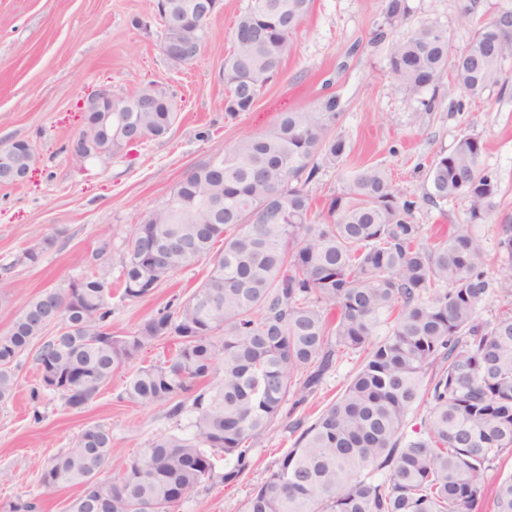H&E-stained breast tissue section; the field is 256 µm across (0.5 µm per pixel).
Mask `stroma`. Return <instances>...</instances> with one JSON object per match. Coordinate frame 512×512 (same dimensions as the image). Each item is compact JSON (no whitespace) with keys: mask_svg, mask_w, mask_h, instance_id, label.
Here are the masks:
<instances>
[{"mask_svg":"<svg viewBox=\"0 0 512 512\" xmlns=\"http://www.w3.org/2000/svg\"><path fill=\"white\" fill-rule=\"evenodd\" d=\"M248 0H221L208 21L209 39L196 61L171 67L161 52L162 28L154 0H0V145L32 144L36 160L24 182L0 185V334L32 298L88 271L95 254L119 268L132 224L164 201L195 163L242 136L270 128L280 113L326 95L341 103L335 132L346 143L342 165L324 168L323 188L371 164L385 168L393 184L417 207L424 236L437 225L461 224L466 204L427 200L432 162L457 139L477 136L483 161L499 182L497 206L475 227L490 259V274L512 277V258L498 247V227L512 224V59L503 82L471 98L443 82L411 96L388 73L389 41L379 38L383 0H314L293 34L279 75L262 89L252 109L224 113V55L232 48L237 15ZM407 28L434 23L453 50L463 49L477 25L512 0H407ZM173 92L177 120L163 138L127 147L107 163L83 160L68 143L85 128L84 107L103 86L114 97L149 83ZM56 236L55 246L34 264L16 263L23 248ZM207 260L192 262L164 279L144 298L112 291L113 334L133 332L172 299H187L206 279ZM171 351L159 341L116 371L98 395L79 409L41 389L34 351L21 356L15 393L0 403V512L17 497L40 500L43 512H65L75 487L40 481L46 463L69 448L85 425L112 435V456H134L155 437L185 428L187 416L167 406L140 407L124 398L132 373ZM358 354L342 356L320 389L299 408L284 403L272 433L251 448L250 467L231 486L194 491L179 512H243L294 437L297 418L313 421L357 373Z\"/></svg>","mask_w":512,"mask_h":512,"instance_id":"1","label":"stroma"}]
</instances>
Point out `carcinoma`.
<instances>
[{"mask_svg": "<svg viewBox=\"0 0 512 512\" xmlns=\"http://www.w3.org/2000/svg\"><path fill=\"white\" fill-rule=\"evenodd\" d=\"M313 0H248L224 57V112L254 105L280 71L291 35ZM194 0L158 4L162 38L195 45L207 31L174 25ZM405 0H385L384 24L400 26ZM512 59V12L480 25L459 54L432 23L391 40L389 75L415 96L436 87L447 68L472 98L501 83ZM112 113V138L97 143L117 155L135 141L157 139L178 112L165 88H135ZM334 95L282 113L267 131L247 135L185 172L169 197L131 226L120 261L122 298L147 296L172 273L208 259L212 269L186 300L168 303L134 332L104 336L112 317L108 264L82 277L79 301L69 280L28 301L0 335V401L16 389L15 369L34 339L55 321L58 331L35 356L39 371L62 376L55 388L71 407L93 400L144 347L172 340L176 350L139 367L127 401L167 403L192 413L190 433L154 438L145 455L117 463L112 437L84 427L71 448L42 472L48 487L76 486L68 512H101L86 474L113 468L99 482L110 512H178L192 492L237 483L248 453L271 432L288 395L295 406L316 393L348 353L365 357L336 400L313 422L291 424L292 448L244 503L243 512H476L486 498L484 474L512 454V308L480 319L493 288L473 225L485 223L499 194L471 135L429 169L436 203L467 202V219L423 239L416 202L397 190L385 169L363 165L323 196L320 173L343 162L345 142L333 132ZM223 247L214 252L217 242ZM46 238L17 264H35L52 247ZM389 337L374 342L383 326ZM223 369L213 389L198 383ZM426 408L424 435L406 439L409 412ZM233 459L224 468L217 455ZM493 512H512V475L491 492Z\"/></svg>", "mask_w": 512, "mask_h": 512, "instance_id": "cac0c4a2", "label": "carcinoma"}]
</instances>
